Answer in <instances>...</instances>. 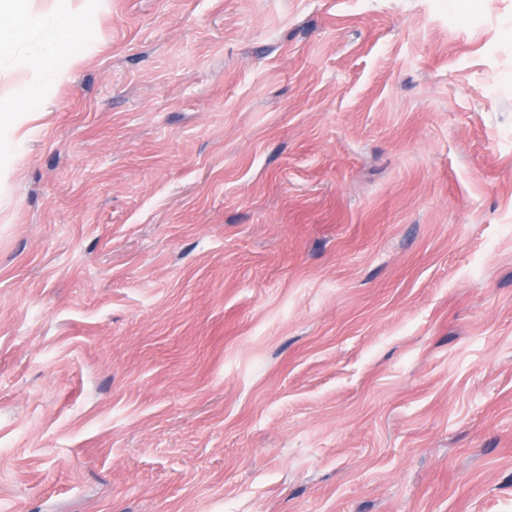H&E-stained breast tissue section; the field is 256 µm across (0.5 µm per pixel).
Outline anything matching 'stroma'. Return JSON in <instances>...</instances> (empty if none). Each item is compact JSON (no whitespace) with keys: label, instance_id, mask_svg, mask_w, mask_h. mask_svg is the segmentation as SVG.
I'll list each match as a JSON object with an SVG mask.
<instances>
[{"label":"stroma","instance_id":"stroma-1","mask_svg":"<svg viewBox=\"0 0 512 512\" xmlns=\"http://www.w3.org/2000/svg\"><path fill=\"white\" fill-rule=\"evenodd\" d=\"M0 512H512V0H25ZM35 94L39 96L40 89L37 88L36 84L29 86L28 93L24 97H18L17 105L14 112H3L10 113V115L3 119L4 122H10L7 130L13 135H19L25 126V122H29L35 119L36 112H32L34 109L33 99Z\"/></svg>","mask_w":512,"mask_h":512}]
</instances>
